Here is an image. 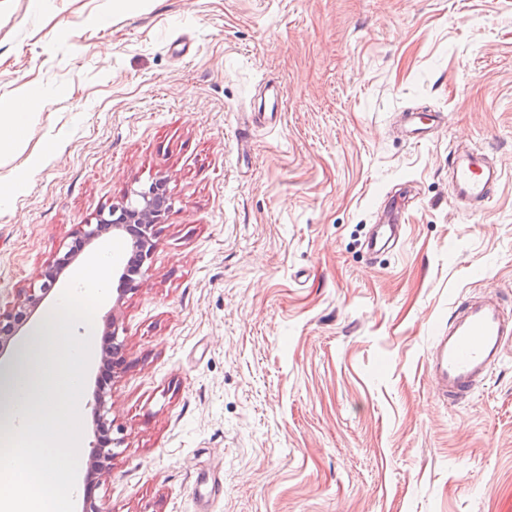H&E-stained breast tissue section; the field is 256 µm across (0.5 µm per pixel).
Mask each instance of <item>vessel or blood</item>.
<instances>
[{
	"label": "vessel or blood",
	"instance_id": "b4317fda",
	"mask_svg": "<svg viewBox=\"0 0 512 512\" xmlns=\"http://www.w3.org/2000/svg\"><path fill=\"white\" fill-rule=\"evenodd\" d=\"M484 149L450 148L448 172L457 203L480 210L493 190L501 184L502 170L489 165ZM400 226L394 212L377 225L367 242L373 253L390 250ZM512 347V318L494 297L463 303L448 327L434 339L427 360V371L437 396L456 404L466 399L486 380Z\"/></svg>",
	"mask_w": 512,
	"mask_h": 512
}]
</instances>
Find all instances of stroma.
Segmentation results:
<instances>
[{
  "instance_id": "obj_1",
  "label": "stroma",
  "mask_w": 512,
  "mask_h": 512,
  "mask_svg": "<svg viewBox=\"0 0 512 512\" xmlns=\"http://www.w3.org/2000/svg\"><path fill=\"white\" fill-rule=\"evenodd\" d=\"M283 88L279 119L263 85ZM42 161L0 200V307L76 226L166 176L136 289L112 512H512V353L470 397L427 374L436 325L512 311V0H0V102ZM406 109L446 122L409 142ZM502 166L458 208L448 149ZM405 200L397 248L378 211ZM392 208L386 212V223L377 224L376 230L371 234L367 242V249L372 253H382L390 250L396 243L397 234L401 224L397 223V218L393 210L399 211L401 206L398 201L392 200Z\"/></svg>"
}]
</instances>
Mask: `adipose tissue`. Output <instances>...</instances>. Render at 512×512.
<instances>
[{"mask_svg":"<svg viewBox=\"0 0 512 512\" xmlns=\"http://www.w3.org/2000/svg\"><path fill=\"white\" fill-rule=\"evenodd\" d=\"M27 118L22 100L0 105V161L20 157ZM111 259L108 251L89 256L0 366V435L7 446L0 460L11 465L0 481V512H68L81 494L76 416Z\"/></svg>","mask_w":512,"mask_h":512,"instance_id":"obj_1","label":"adipose tissue"}]
</instances>
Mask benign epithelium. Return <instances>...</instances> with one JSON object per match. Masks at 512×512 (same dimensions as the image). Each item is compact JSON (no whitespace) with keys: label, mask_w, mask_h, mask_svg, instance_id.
Segmentation results:
<instances>
[{"label":"benign epithelium","mask_w":512,"mask_h":512,"mask_svg":"<svg viewBox=\"0 0 512 512\" xmlns=\"http://www.w3.org/2000/svg\"><path fill=\"white\" fill-rule=\"evenodd\" d=\"M173 204L168 179L159 175L148 184L129 189L119 204L99 212L95 222L78 225L74 244L40 271L37 282L22 290L18 302L10 310L0 312V358L18 341L32 316L61 282L66 269L78 259L80 253L76 247H89L110 232L130 243L131 256L141 266L151 258L156 244V226L162 223ZM116 275L119 281L116 301L119 302L127 291L137 287V279L130 277L129 266L125 264L116 269ZM106 322L112 326V346L103 349L102 359L111 360L112 369L116 370L124 362L122 345L118 342L119 326L110 312ZM87 406L91 408L98 435L97 442L88 452L90 470L85 481L90 483L94 475L108 469L112 446H120L121 440L112 437V420L109 419L104 389H96Z\"/></svg>","instance_id":"obj_1"}]
</instances>
